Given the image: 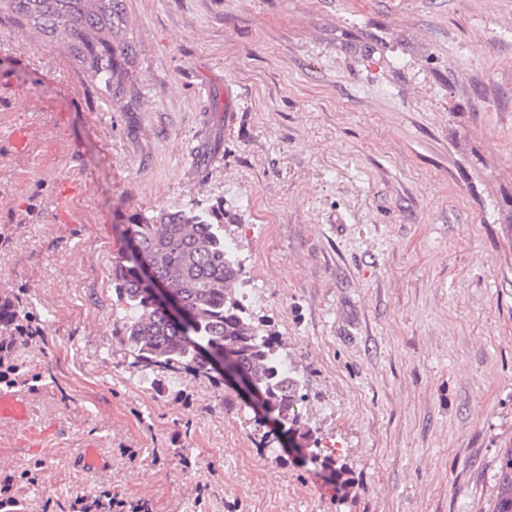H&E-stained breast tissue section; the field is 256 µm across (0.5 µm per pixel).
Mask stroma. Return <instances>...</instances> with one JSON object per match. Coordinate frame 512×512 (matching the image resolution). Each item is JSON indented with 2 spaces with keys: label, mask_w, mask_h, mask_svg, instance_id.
Instances as JSON below:
<instances>
[{
  "label": "stroma",
  "mask_w": 512,
  "mask_h": 512,
  "mask_svg": "<svg viewBox=\"0 0 512 512\" xmlns=\"http://www.w3.org/2000/svg\"><path fill=\"white\" fill-rule=\"evenodd\" d=\"M123 91L0 13V286L42 448L21 512H492L512 451V0H120ZM23 129L25 151L9 143ZM224 207L299 382L140 371L113 336L123 216ZM96 440L104 472L78 467Z\"/></svg>",
  "instance_id": "obj_1"
}]
</instances>
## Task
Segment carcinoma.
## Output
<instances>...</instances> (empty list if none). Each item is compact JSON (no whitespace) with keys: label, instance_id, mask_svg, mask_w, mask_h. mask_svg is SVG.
Listing matches in <instances>:
<instances>
[{"label":"carcinoma","instance_id":"1","mask_svg":"<svg viewBox=\"0 0 512 512\" xmlns=\"http://www.w3.org/2000/svg\"><path fill=\"white\" fill-rule=\"evenodd\" d=\"M21 27L49 38H64L74 63L108 90L122 88V61L130 46L116 41L122 24L118 0H0ZM127 245L113 266L118 342L132 364L144 371L183 369L219 385L214 362L228 350L239 367L261 387L277 416L288 420L298 390L278 346L254 324L238 298L242 271L224 229V208L135 213L127 217ZM161 281L180 305L181 318L158 302L154 280ZM19 324L14 298L0 296V340ZM23 384L28 360L5 352ZM494 512H512V454L502 465V486Z\"/></svg>","mask_w":512,"mask_h":512}]
</instances>
